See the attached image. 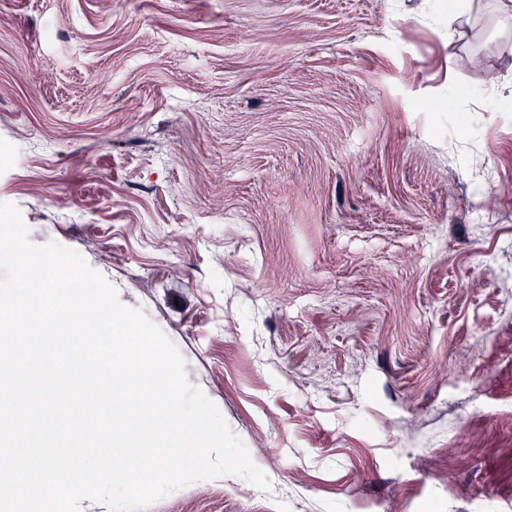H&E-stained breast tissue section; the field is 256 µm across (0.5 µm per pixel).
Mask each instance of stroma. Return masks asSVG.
<instances>
[{
	"mask_svg": "<svg viewBox=\"0 0 512 512\" xmlns=\"http://www.w3.org/2000/svg\"><path fill=\"white\" fill-rule=\"evenodd\" d=\"M3 151L271 482L142 512H512L498 0H0Z\"/></svg>",
	"mask_w": 512,
	"mask_h": 512,
	"instance_id": "obj_1",
	"label": "stroma"
}]
</instances>
